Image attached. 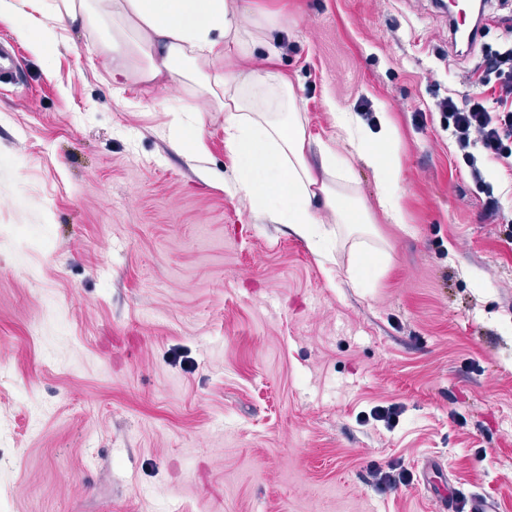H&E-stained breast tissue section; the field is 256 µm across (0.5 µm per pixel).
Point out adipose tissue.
Here are the masks:
<instances>
[{"label": "adipose tissue", "instance_id": "ef3b65f1", "mask_svg": "<svg viewBox=\"0 0 512 512\" xmlns=\"http://www.w3.org/2000/svg\"><path fill=\"white\" fill-rule=\"evenodd\" d=\"M248 11L251 24L237 23V14ZM1 15L27 19L44 61L54 56L60 28H92L101 33L113 83L175 77L192 82L224 115V142L238 163V192L314 250L324 251L342 231L369 233L370 209L348 188V158L314 145L293 84L277 67L282 24L274 14L253 9L249 0H0ZM259 45L266 56L255 68L251 60ZM228 56L237 58L239 69L214 70L215 61ZM335 122L371 167L385 216L402 223L400 167L386 150L397 133L394 124L385 121L374 137L351 113H336ZM314 147L316 165L309 159ZM317 201L318 212L312 208Z\"/></svg>", "mask_w": 512, "mask_h": 512}]
</instances>
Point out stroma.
<instances>
[{"instance_id":"stroma-1","label":"stroma","mask_w":512,"mask_h":512,"mask_svg":"<svg viewBox=\"0 0 512 512\" xmlns=\"http://www.w3.org/2000/svg\"><path fill=\"white\" fill-rule=\"evenodd\" d=\"M260 2L314 138L345 152L337 109L394 121L404 223L352 159L386 252L351 283L350 242L320 264L233 191L192 84L116 89L89 28L45 66L0 16V512H512V166L476 182L438 108L512 46V0L465 51L439 0ZM186 106L203 135L178 147ZM392 464L412 482L371 481Z\"/></svg>"}]
</instances>
